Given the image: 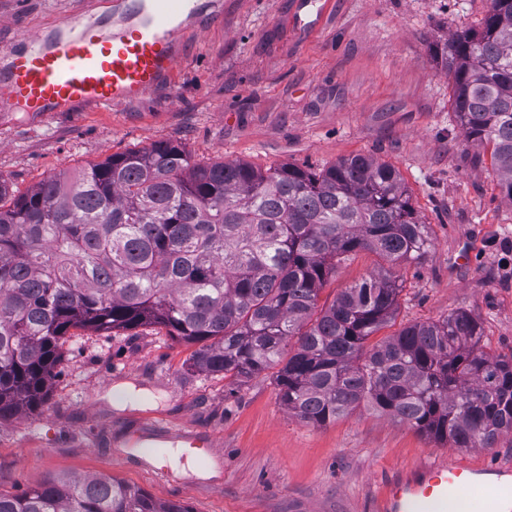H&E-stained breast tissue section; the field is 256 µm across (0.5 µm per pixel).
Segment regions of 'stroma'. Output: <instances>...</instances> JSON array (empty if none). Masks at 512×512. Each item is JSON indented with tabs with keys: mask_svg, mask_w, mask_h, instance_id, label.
<instances>
[{
	"mask_svg": "<svg viewBox=\"0 0 512 512\" xmlns=\"http://www.w3.org/2000/svg\"><path fill=\"white\" fill-rule=\"evenodd\" d=\"M297 0H223L221 20L186 35L172 89L105 110L36 117L0 107V179L14 194L108 156L182 144L200 162L323 168L353 155L393 166L426 253L392 267L401 292L381 336L456 311L480 323L488 349L512 354V200L490 152L468 143L453 84L433 47L478 27L489 0H315L313 28ZM98 0H0V53L67 15L105 12ZM361 251L320 293L334 297L380 271ZM52 395L34 415L0 422V492L51 474H105L193 512H371L398 471L466 458L512 463V433L491 448H454L361 408L322 427L278 398L271 372L232 384L192 369L189 346L160 327L70 330ZM142 398L130 400L129 390ZM150 421L205 440L191 462L149 459Z\"/></svg>",
	"mask_w": 512,
	"mask_h": 512,
	"instance_id": "35a3bbf8",
	"label": "stroma"
}]
</instances>
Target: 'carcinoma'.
Listing matches in <instances>:
<instances>
[{"label":"carcinoma","mask_w":512,"mask_h":512,"mask_svg":"<svg viewBox=\"0 0 512 512\" xmlns=\"http://www.w3.org/2000/svg\"><path fill=\"white\" fill-rule=\"evenodd\" d=\"M467 142L491 148L512 199V0L436 49ZM429 246L391 166L355 155L322 168L197 163L178 143L114 154L76 178L9 196L0 182V421L49 399L72 328L159 326L194 345L190 367L232 383L273 371L301 422L366 407L454 448L512 433V355L491 353L465 311L369 345L396 316L383 272L320 292L336 263L390 266ZM0 512H192L109 476L58 473Z\"/></svg>","instance_id":"1"}]
</instances>
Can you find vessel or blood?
<instances>
[{"label": "vessel or blood", "mask_w": 512, "mask_h": 512, "mask_svg": "<svg viewBox=\"0 0 512 512\" xmlns=\"http://www.w3.org/2000/svg\"><path fill=\"white\" fill-rule=\"evenodd\" d=\"M127 19L113 24L100 14L71 15L53 32L22 37L0 55V105L54 112L106 109L141 101L170 84L185 55L188 25L221 18V0H128ZM491 478L486 512L512 505V464L485 467L466 459L417 465L394 476L374 512H468L463 490Z\"/></svg>", "instance_id": "b4317fda"}]
</instances>
